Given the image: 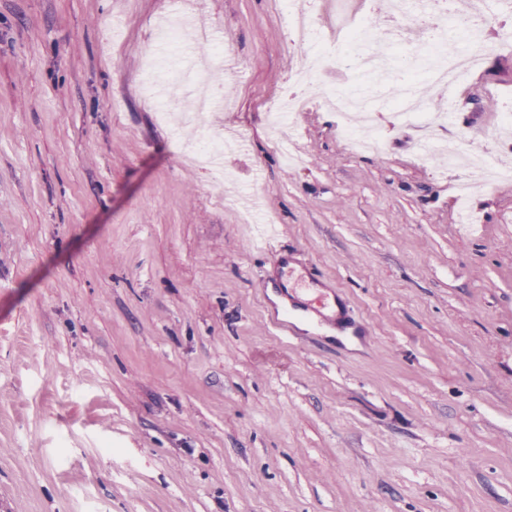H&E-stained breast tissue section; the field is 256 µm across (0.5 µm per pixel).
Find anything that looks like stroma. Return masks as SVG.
I'll list each match as a JSON object with an SVG mask.
<instances>
[{"instance_id": "1", "label": "stroma", "mask_w": 512, "mask_h": 512, "mask_svg": "<svg viewBox=\"0 0 512 512\" xmlns=\"http://www.w3.org/2000/svg\"><path fill=\"white\" fill-rule=\"evenodd\" d=\"M374 0H305L333 49ZM234 46L227 110L162 115L163 19ZM512 15L447 121L353 153L320 99L280 149L267 104L309 48L279 0H0V512H512ZM243 145L187 163L199 129ZM489 150L458 204L420 145ZM320 285L280 286L257 247ZM338 296L348 320L317 294Z\"/></svg>"}]
</instances>
